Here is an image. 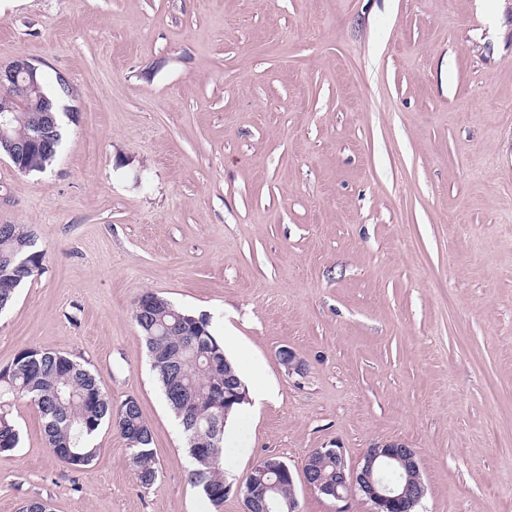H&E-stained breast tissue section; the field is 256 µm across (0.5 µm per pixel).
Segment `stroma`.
Returning <instances> with one entry per match:
<instances>
[{"label":"stroma","mask_w":512,"mask_h":512,"mask_svg":"<svg viewBox=\"0 0 512 512\" xmlns=\"http://www.w3.org/2000/svg\"><path fill=\"white\" fill-rule=\"evenodd\" d=\"M21 55L63 141L42 173L0 160V224L44 252L0 367L64 353L134 397L160 476L142 487L107 425L64 467L20 402L0 512H243L188 479L131 316L148 291L209 314L249 390L232 486L274 454L300 512H368L303 462L402 440L416 512H512V0H0V64Z\"/></svg>","instance_id":"1"}]
</instances>
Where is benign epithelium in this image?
Returning <instances> with one entry per match:
<instances>
[{
	"mask_svg": "<svg viewBox=\"0 0 512 512\" xmlns=\"http://www.w3.org/2000/svg\"><path fill=\"white\" fill-rule=\"evenodd\" d=\"M41 72L27 57L19 56L7 65H0V146L3 155L14 168L24 169L25 161L33 152L44 147V141L34 138L19 141L8 135V127L17 117L20 107L15 98L7 93L19 83L29 89L33 108L38 112H52L51 104L43 92ZM281 363L290 373H303L304 361L291 348L279 351ZM332 461L336 478L324 475L321 462ZM275 471L278 479L270 482L266 473ZM303 472L306 487L314 493L336 502H346L359 497L370 504V512H414L425 494L419 459L416 451L401 440H385L372 444L358 463L347 462L340 448L314 449L305 459ZM294 476L284 461L267 463L259 460L253 473L236 493L242 499L243 512H300L299 502L292 495L280 502L277 497L280 481Z\"/></svg>",
	"mask_w": 512,
	"mask_h": 512,
	"instance_id": "obj_1",
	"label": "benign epithelium"
}]
</instances>
